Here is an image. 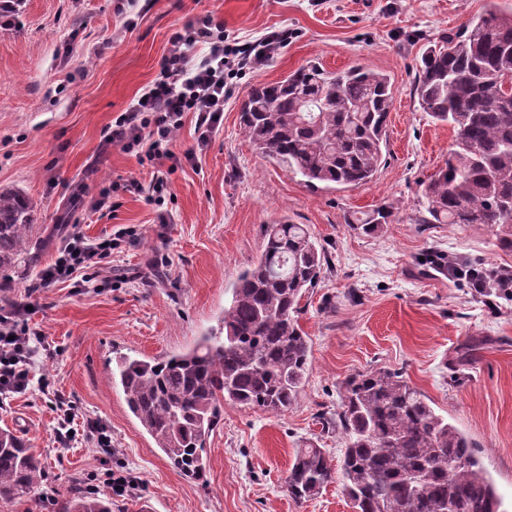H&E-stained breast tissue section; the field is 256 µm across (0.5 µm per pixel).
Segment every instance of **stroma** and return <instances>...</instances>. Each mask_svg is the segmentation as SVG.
I'll return each mask as SVG.
<instances>
[{"label":"stroma","instance_id":"1","mask_svg":"<svg viewBox=\"0 0 512 512\" xmlns=\"http://www.w3.org/2000/svg\"><path fill=\"white\" fill-rule=\"evenodd\" d=\"M512 0H23L0 24V189L33 205L32 249L21 268L0 271V306L23 299L54 262L71 225L91 239L120 228L134 242L112 253L101 276L75 292L61 283L43 295L34 322L56 353L31 387L0 407L10 428L39 455L45 477L0 512H49L52 498L86 477L124 471L129 495L112 512H354L342 479L296 501L284 480L297 452L324 448L340 466L344 436L324 432L349 376L385 367L399 372L471 440L505 504H512V297L474 294L465 281L429 264L432 253L463 267H512L482 224H420L425 182L454 144L413 95L422 52L488 9ZM212 14L242 41L275 30L288 44L238 80L224 119L196 163L170 177L162 202L122 193L114 212L90 210L113 181L150 184L154 168L107 143L115 119L159 73L171 36ZM340 71L363 64L394 87L385 162L374 180L311 188L262 157L239 128V106L253 85L274 82L308 62ZM395 209L375 235L351 229L377 206ZM171 222L159 226L158 212ZM306 225L324 254V274L301 302L310 342L302 393L283 414L228 404L192 481L168 463L110 379L121 355L162 358L218 326L238 274L256 261L267 225ZM60 392L77 414L112 437L111 458L83 436L58 443Z\"/></svg>","mask_w":512,"mask_h":512}]
</instances>
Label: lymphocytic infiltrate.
Masks as SVG:
<instances>
[{
    "instance_id": "obj_1",
    "label": "lymphocytic infiltrate",
    "mask_w": 512,
    "mask_h": 512,
    "mask_svg": "<svg viewBox=\"0 0 512 512\" xmlns=\"http://www.w3.org/2000/svg\"><path fill=\"white\" fill-rule=\"evenodd\" d=\"M287 42L284 31L245 43L226 40L223 24L209 15L192 19L176 32L161 60L158 77L115 119L108 137L109 142L157 166L158 172L147 187L134 178L102 187L92 208L112 209V195L120 190L137 195L146 192L154 201L163 198L169 185L167 167L193 159L219 128L224 104L233 93V79L245 76ZM189 112L198 115L199 136L194 147L179 155L172 149L173 137ZM126 236L122 229L115 236L92 240L81 231H72L54 262L39 273L32 294L73 280L78 270L102 269ZM448 275L466 281L479 295L496 292L512 296L511 268L460 267L449 269ZM49 353L42 331L30 324L26 303L0 307V401L26 392L31 385H45V378L36 377L35 365L39 356Z\"/></svg>"
}]
</instances>
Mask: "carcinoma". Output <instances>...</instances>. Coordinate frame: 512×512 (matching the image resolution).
Instances as JSON below:
<instances>
[{
    "label": "carcinoma",
    "mask_w": 512,
    "mask_h": 512,
    "mask_svg": "<svg viewBox=\"0 0 512 512\" xmlns=\"http://www.w3.org/2000/svg\"><path fill=\"white\" fill-rule=\"evenodd\" d=\"M512 14L490 10L425 51L417 64L421 108L446 123L455 148L425 184L419 224H485L512 248ZM393 102L388 75L363 66L328 72L302 66L251 89L240 128L254 150L315 187L371 182L385 162ZM379 206L350 223L365 235L394 221ZM29 199L0 189V270L28 255ZM322 252L303 224L268 226L257 260L240 273L224 309L222 334L160 361L121 355L112 378L127 406L178 472L198 479L202 452L224 404L281 414L299 396L309 370V342L298 323L301 300L323 272ZM323 429L346 437L341 463L354 512H506L472 443L436 412L416 387L386 368L348 377L336 417ZM44 477L41 459L13 431L0 429V498L31 493ZM335 479L321 448L296 455L286 487L302 500ZM51 512H112L77 484Z\"/></svg>",
    "instance_id": "1"
}]
</instances>
